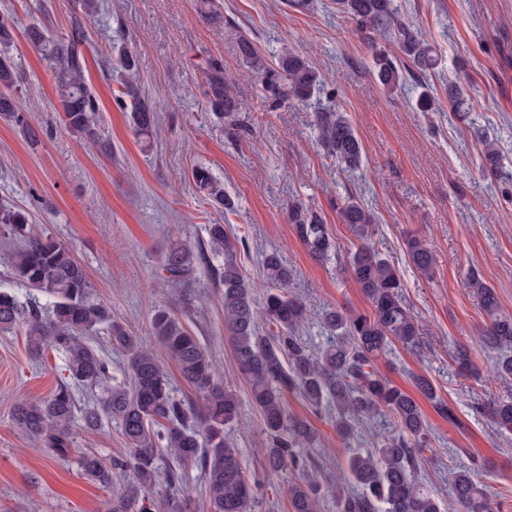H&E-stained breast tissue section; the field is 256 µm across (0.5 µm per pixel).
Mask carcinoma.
<instances>
[{"label": "carcinoma", "instance_id": "obj_1", "mask_svg": "<svg viewBox=\"0 0 512 512\" xmlns=\"http://www.w3.org/2000/svg\"><path fill=\"white\" fill-rule=\"evenodd\" d=\"M335 2L337 11L358 31L389 38L391 49L370 46L373 71L387 90L402 85L404 68L412 65L422 73L436 68L437 60L421 29L401 20L392 0ZM29 39L55 74L64 125L81 140L101 143L99 106L85 77L81 28H74L72 38L64 42L33 26ZM240 50L260 75L274 106L287 94L298 101L311 100L319 78L303 57L285 53L280 70L271 72L245 37L240 40ZM19 83V67L8 54H0V117L22 124L25 119L13 97ZM207 85L222 118L231 128H242L223 62L208 61ZM128 96L134 100V130L150 135L157 123L155 112L133 92ZM317 120L328 153L350 168L359 167L363 147L348 117L337 108H325L317 113ZM479 149L491 172H498L497 142L483 137ZM192 176L197 189L210 201L222 208L231 206L224 186L207 168H195ZM339 215L357 241L348 252L346 271L367 298L370 312L324 309L321 322L332 337L317 351L297 336L307 307L289 288L292 270L278 253L268 254L263 265L267 287L262 299H257L255 284L243 275L236 261V246L222 224L206 228L209 256L203 251L194 254L178 239L171 241L162 256L165 281L182 285L194 262L217 261L210 264V271L222 292L224 329L269 437L266 470L271 474L285 469L293 472L287 487L290 512H320L324 494L312 458L316 432L307 420L288 412L285 395L289 392L313 412L334 416L336 433L347 444L358 439V426L366 420L384 417L393 426V432L376 438L372 448L352 453L348 469L354 486L334 489L336 512H440L438 500L418 478L424 453L439 455L432 446L426 418L416 399L386 381L377 365L395 341L405 348H419L421 326L402 299L395 267L373 242L371 215L351 197L344 200ZM29 221L27 211L0 205V235L21 242L10 261L11 274L22 286L45 297L46 303L34 298L23 303L16 294L0 291V331L23 327L30 353L39 356L47 350L58 354L67 380L43 401L17 404L13 411L17 430L38 440L49 455L69 456L75 447L73 424L79 412L73 386L97 388V402L79 412L82 427L98 430L116 423L126 450L107 460L85 453L78 457L77 466L84 477L102 486L111 485L117 473L132 475L126 489L112 496L109 512H152L154 502L146 500V493L160 470L161 448L170 450L175 458V464L165 470L169 485L181 483L184 470L191 468L198 472L211 512H256L258 484L245 472L238 449L224 432L236 420L238 397L217 381L215 366L199 337L172 309L159 306L154 310L151 335L198 395L196 400L178 399L164 363L124 323L112 318L107 304L94 298L87 274L71 250L49 236L34 234ZM288 222L314 259L322 261L337 252L327 225L303 206L289 205ZM406 249L413 267L432 277L436 255L426 241L410 235ZM465 287L479 300L489 320L481 334L482 343L500 351L494 373L501 380H511L512 315L501 312L495 289L478 273L467 274ZM261 319L267 324L264 333L259 330ZM101 331L107 332L112 346L128 354V377L122 382L113 381L110 360L91 344ZM412 383L439 415L455 420L429 377L415 374ZM478 408L490 416L499 432L512 434V397L491 396ZM449 480L459 512H493L472 469H452Z\"/></svg>", "mask_w": 512, "mask_h": 512}]
</instances>
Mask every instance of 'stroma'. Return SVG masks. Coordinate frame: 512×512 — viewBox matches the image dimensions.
Here are the masks:
<instances>
[{"instance_id":"35a3bbf8","label":"stroma","mask_w":512,"mask_h":512,"mask_svg":"<svg viewBox=\"0 0 512 512\" xmlns=\"http://www.w3.org/2000/svg\"><path fill=\"white\" fill-rule=\"evenodd\" d=\"M221 2L223 18L214 21L202 16V0H99L93 14L85 13L84 0H0V18L13 22L9 54L21 74L16 106L29 115L25 126L0 119V203L27 210L37 232L67 246L96 299L143 345L157 346L149 321L158 306L189 324L239 398L228 433L261 485L257 512H289L290 475L265 469L263 424L234 365L220 289L200 265L188 285L168 286L161 257L170 240L194 246L206 242L207 225L223 223L239 242L244 275L261 287L265 254L279 252L293 272L292 291L308 309L299 334L317 349L327 339L319 321L324 308L366 312L370 305L335 261H314L295 239L288 206L299 203L320 216L345 251L354 237L339 208L354 197L372 215L376 247L396 268L402 296L423 329L421 349L394 345L379 370L408 392L412 374L427 375L456 415L448 422L422 402L443 453L422 466L420 479L441 512H457L448 471L474 468L495 512H512V436L500 435L475 410L488 397L512 396V380L494 377L498 353L481 344L486 317L464 286L468 269L479 270L502 311L512 314V0H394L402 20L421 28L438 65L426 74L409 69L403 88L393 92L373 74L365 37L337 13L333 0H309L304 8L288 0ZM41 21L63 41L81 26L88 41L85 75L99 99L101 135L111 152L80 141L64 126L54 74L26 36ZM243 37L269 69L283 51L304 57L322 83L312 101L291 98L273 107L240 53ZM124 52L134 60L128 72L118 68ZM212 57L224 62L248 135L230 136L214 114L205 78ZM454 82L468 90L463 116L448 107ZM424 83L434 89L426 109L418 104ZM129 84L157 114L151 136L135 133L129 106L117 100ZM321 105L347 114L363 144L359 168H345L321 146ZM31 127L37 140L28 136ZM483 135L499 145L509 179L486 173L478 142ZM200 166L223 183L231 209L202 200L192 181ZM411 234L434 251L433 278L409 262L404 241ZM461 348L472 356L476 374L459 372L454 358ZM65 376L57 357L30 354L23 330L0 333V512H106L113 493L128 482L122 476L104 487L76 465L87 452L104 457L122 451L116 425L96 432L76 428L68 459L48 456L39 441L17 432L15 405L47 398ZM286 403L320 433L313 458L322 476L342 483L351 451L329 417L291 394Z\"/></svg>"}]
</instances>
